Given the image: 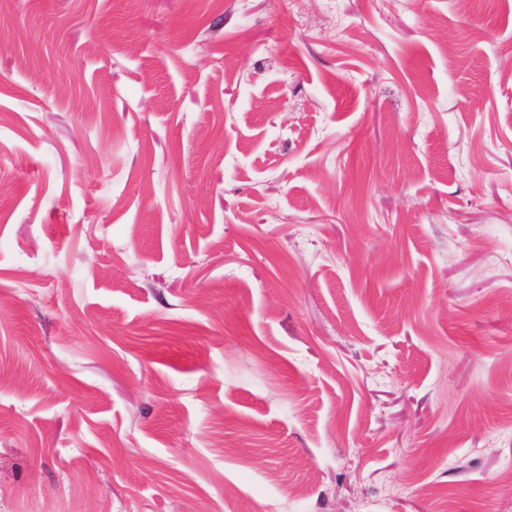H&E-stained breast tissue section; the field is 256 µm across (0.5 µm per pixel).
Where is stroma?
Returning a JSON list of instances; mask_svg holds the SVG:
<instances>
[{
    "instance_id": "obj_1",
    "label": "stroma",
    "mask_w": 512,
    "mask_h": 512,
    "mask_svg": "<svg viewBox=\"0 0 512 512\" xmlns=\"http://www.w3.org/2000/svg\"><path fill=\"white\" fill-rule=\"evenodd\" d=\"M0 512H512V0H0Z\"/></svg>"
}]
</instances>
